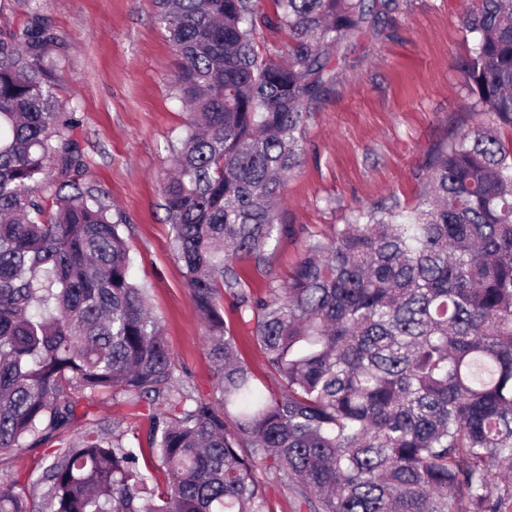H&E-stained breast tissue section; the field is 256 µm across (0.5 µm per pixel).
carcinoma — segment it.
I'll use <instances>...</instances> for the list:
<instances>
[{"mask_svg":"<svg viewBox=\"0 0 512 512\" xmlns=\"http://www.w3.org/2000/svg\"><path fill=\"white\" fill-rule=\"evenodd\" d=\"M155 0L189 108L162 194L205 328L215 397L191 394L110 205L82 183L76 112L53 90L65 39L33 15L0 38V458L58 443L32 485L0 473V512H269L271 469L306 512H498L512 460V0H475L459 61L489 123L422 168L410 207L358 209L308 235L288 280L253 292L271 244L306 233L276 202L303 154L332 51L383 0ZM288 30L287 60L260 26ZM253 324L285 392L260 385L224 322ZM163 402V486L108 423L75 440L80 394ZM42 486L40 501L34 489ZM495 496H502V512H512V462H504L497 469Z\"/></svg>","mask_w":512,"mask_h":512,"instance_id":"cac0c4a2","label":"carcinoma"}]
</instances>
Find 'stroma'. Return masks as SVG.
<instances>
[{
	"mask_svg": "<svg viewBox=\"0 0 512 512\" xmlns=\"http://www.w3.org/2000/svg\"><path fill=\"white\" fill-rule=\"evenodd\" d=\"M34 7L66 39L54 93L77 112L73 137L86 164L82 180L127 224L133 276L161 321L176 376L190 381L196 395L212 398L203 324L162 207L169 146L186 115L171 88L176 56L155 20L154 2L0 0V35ZM472 7L473 0H392L369 34L340 47L332 82L310 105L302 161L284 189V221L326 233L355 207L416 201L430 150L486 120L469 108L458 68L474 47L464 27ZM224 321L252 372L280 392L251 325L229 305ZM81 406L89 419L119 424L124 443L133 446L145 436L148 414L164 410L132 405L123 394L85 398Z\"/></svg>",
	"mask_w": 512,
	"mask_h": 512,
	"instance_id": "1",
	"label": "stroma"
}]
</instances>
